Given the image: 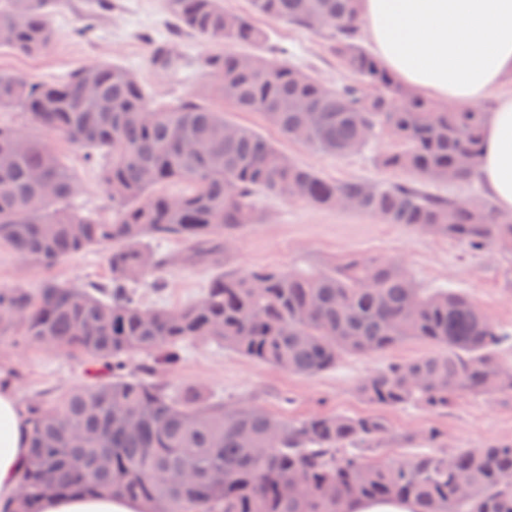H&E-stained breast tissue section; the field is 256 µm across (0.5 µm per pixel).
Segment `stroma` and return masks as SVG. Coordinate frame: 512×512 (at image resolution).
<instances>
[{
  "instance_id": "1",
  "label": "stroma",
  "mask_w": 512,
  "mask_h": 512,
  "mask_svg": "<svg viewBox=\"0 0 512 512\" xmlns=\"http://www.w3.org/2000/svg\"><path fill=\"white\" fill-rule=\"evenodd\" d=\"M111 2V11L100 17L94 35L83 37L79 34L85 24L82 0H62L50 18L57 33L53 49L41 55L1 49L0 70L55 81L96 61H116L137 74L151 104L169 103L188 95L208 100L209 92L198 60L213 50V43L176 30L165 0ZM224 6L253 16L251 0H224ZM253 18L270 35L263 54H285L331 85L349 81V74L332 50L328 32H315L260 16ZM152 42L180 56L178 70L164 72L153 65L148 48ZM228 116L254 128L294 160L313 167L325 178L385 183L410 179L406 173L384 171L376 162L381 154L399 147L388 134H380L361 152L336 156L282 138L260 113L232 110ZM49 141L65 157L81 184L79 203L102 218H110L112 201L101 185L99 168L86 164L82 150L69 145L62 137L53 135ZM258 210L260 221L241 229L233 247L225 251V273L263 268L314 273L351 257L400 259L423 287L460 290L493 323L512 327V275L507 274L503 255L498 251L472 253L454 240L415 232L401 224H387L357 212L318 208L264 194L258 197ZM159 248L177 257L178 262L163 271L166 287L162 293H154L150 285L142 286L147 304L167 308L200 298L216 272L215 267L181 262L185 246L178 238L160 241ZM110 276L106 255L100 250L74 255L46 270L0 247V287L20 284L34 292L50 278L81 285L105 282ZM430 351L428 344L411 340L382 352L346 356L335 368L305 377L215 344L188 342L183 346L184 360L177 371L156 373L152 379L165 384L174 394L197 387L207 397L258 405L274 416L296 422L323 413L372 412V404L358 394V384L389 363L413 360ZM9 369L18 373L11 386L23 403L35 395L54 398L86 377L82 358L64 351L27 347L11 334H0V370ZM384 415L396 432L413 438L406 446L382 449L380 455L387 459L406 460L422 451L423 444L416 435L429 427L444 432L443 449L448 453L477 449L493 441H512L511 394L493 398L463 395L445 411L431 412L408 405L385 409Z\"/></svg>"
}]
</instances>
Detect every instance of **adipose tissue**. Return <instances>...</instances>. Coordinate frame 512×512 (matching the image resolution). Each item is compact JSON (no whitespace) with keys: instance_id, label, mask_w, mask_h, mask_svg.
<instances>
[{"instance_id":"obj_1","label":"adipose tissue","mask_w":512,"mask_h":512,"mask_svg":"<svg viewBox=\"0 0 512 512\" xmlns=\"http://www.w3.org/2000/svg\"><path fill=\"white\" fill-rule=\"evenodd\" d=\"M362 29L405 86L452 107L490 104L474 177L512 213V0H361ZM29 451L26 415L0 387V501L14 498ZM40 512H141V504L74 492Z\"/></svg>"}]
</instances>
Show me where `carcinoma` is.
Instances as JSON below:
<instances>
[{
  "label": "carcinoma",
  "mask_w": 512,
  "mask_h": 512,
  "mask_svg": "<svg viewBox=\"0 0 512 512\" xmlns=\"http://www.w3.org/2000/svg\"><path fill=\"white\" fill-rule=\"evenodd\" d=\"M60 0H0V47L48 52ZM276 21L328 30L333 51L359 79L329 85L284 57L258 52L267 30L224 8V0H166L182 30L224 45L201 59L221 102L260 112L287 139L332 155L369 146L385 131L401 147L381 167L425 183H469L486 112L461 111L399 83L363 43L360 0H252ZM161 70L180 57L161 48ZM0 109H17L39 134L0 125V246L51 269L92 249L105 251L106 284L54 279L32 293L0 288V333L24 345L83 354L103 366L95 380L50 403L25 405L30 455L18 496L0 512H38L48 494L110 492L145 512H349L357 499H406L416 512H512V442L437 451L443 433L419 434L428 450L409 460L368 461L398 443L380 413H326L296 422L253 405L211 401L196 388L174 395L129 371L134 353L149 370L174 372L182 347L210 342L275 368L316 376L347 355L406 340L434 351L376 370L359 393L381 408H448L462 394H512V364L498 351L512 333L466 295L422 288L399 260L349 259L319 274L254 270L213 276L203 296L156 308L139 293L168 264L148 239L177 237L182 260L220 266L236 233L259 221V193L349 210L512 258V214L488 200H451L415 184L331 181L193 96L153 106L137 76L96 62L52 83L0 71ZM60 135L90 161L113 214L78 202L80 182L45 139ZM186 182L183 192L166 186Z\"/></svg>",
  "instance_id": "cac0c4a2"
}]
</instances>
